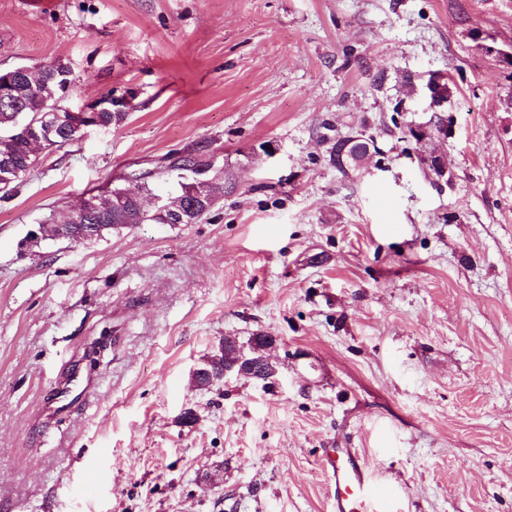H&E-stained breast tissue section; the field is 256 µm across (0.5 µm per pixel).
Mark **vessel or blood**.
<instances>
[{"mask_svg": "<svg viewBox=\"0 0 512 512\" xmlns=\"http://www.w3.org/2000/svg\"><path fill=\"white\" fill-rule=\"evenodd\" d=\"M323 464L332 488L331 512H378V483L359 449H327Z\"/></svg>", "mask_w": 512, "mask_h": 512, "instance_id": "obj_1", "label": "vessel or blood"}]
</instances>
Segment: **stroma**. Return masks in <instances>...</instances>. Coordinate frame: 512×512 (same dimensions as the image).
I'll use <instances>...</instances> for the list:
<instances>
[{"label": "stroma", "mask_w": 512, "mask_h": 512, "mask_svg": "<svg viewBox=\"0 0 512 512\" xmlns=\"http://www.w3.org/2000/svg\"><path fill=\"white\" fill-rule=\"evenodd\" d=\"M505 52L512 0H0V71L60 59L66 107L125 115L0 201V512H329V446L381 512H512ZM435 73L445 184L404 138ZM190 150L233 173L197 223L22 247L130 170L167 192ZM258 333L276 377L192 384Z\"/></svg>", "instance_id": "35a3bbf8"}]
</instances>
